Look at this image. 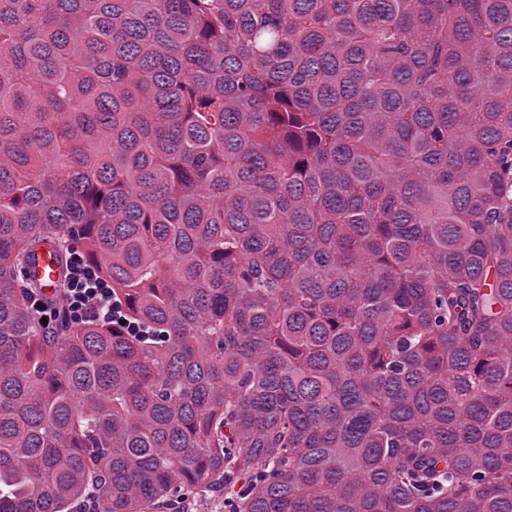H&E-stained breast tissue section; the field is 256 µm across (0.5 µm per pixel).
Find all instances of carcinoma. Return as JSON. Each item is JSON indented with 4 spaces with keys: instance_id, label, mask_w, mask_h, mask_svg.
I'll return each mask as SVG.
<instances>
[{
    "instance_id": "obj_1",
    "label": "carcinoma",
    "mask_w": 512,
    "mask_h": 512,
    "mask_svg": "<svg viewBox=\"0 0 512 512\" xmlns=\"http://www.w3.org/2000/svg\"><path fill=\"white\" fill-rule=\"evenodd\" d=\"M195 484L512 512V0H0V512ZM74 251L68 259L69 275L64 283L66 265L56 248L46 246L39 250L25 268L24 278L28 283L45 295L55 293L44 299L30 297L40 324L53 330L60 320L104 321L122 327L130 336H148L147 329L125 317L121 302L112 295V287L95 266L82 258L80 248ZM123 320L126 323L121 325Z\"/></svg>"
}]
</instances>
